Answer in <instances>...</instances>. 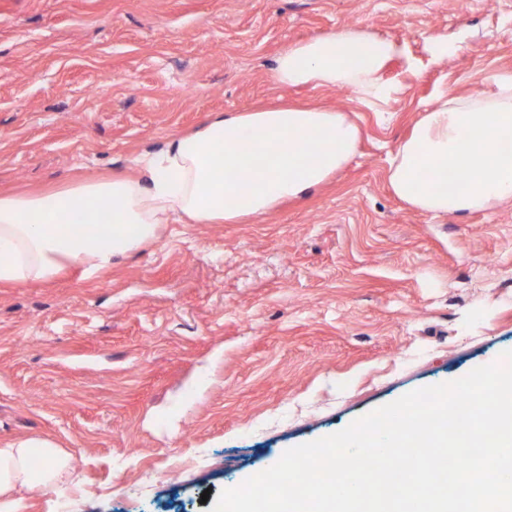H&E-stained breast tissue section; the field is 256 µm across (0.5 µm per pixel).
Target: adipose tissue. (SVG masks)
Returning a JSON list of instances; mask_svg holds the SVG:
<instances>
[{
	"instance_id": "ef3b65f1",
	"label": "adipose tissue",
	"mask_w": 512,
	"mask_h": 512,
	"mask_svg": "<svg viewBox=\"0 0 512 512\" xmlns=\"http://www.w3.org/2000/svg\"><path fill=\"white\" fill-rule=\"evenodd\" d=\"M404 48L346 28L294 43L275 60L285 87L351 88L377 101L381 75ZM254 131L245 141L240 130ZM360 129L345 113L277 102L207 116L139 158L135 178L93 179L43 196L0 194V286L46 281L71 267L91 278L155 243L165 224H238L326 184L357 153ZM389 185L433 217L491 210L512 199V79L480 99L445 95L425 112L390 164ZM46 465L30 471L33 449ZM68 471L43 438L0 445V496L59 481Z\"/></svg>"
}]
</instances>
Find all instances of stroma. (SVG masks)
Instances as JSON below:
<instances>
[{
  "mask_svg": "<svg viewBox=\"0 0 512 512\" xmlns=\"http://www.w3.org/2000/svg\"><path fill=\"white\" fill-rule=\"evenodd\" d=\"M345 27L404 46L385 104L275 83L280 52ZM503 78L512 0H0V194L134 175L209 113L279 98L362 132L328 183L249 223L169 224L97 277L0 287V442L49 439L71 473L13 512L69 490L89 512H209L204 490L512 361V202L434 218L389 186L440 94Z\"/></svg>",
  "mask_w": 512,
  "mask_h": 512,
  "instance_id": "1",
  "label": "stroma"
}]
</instances>
